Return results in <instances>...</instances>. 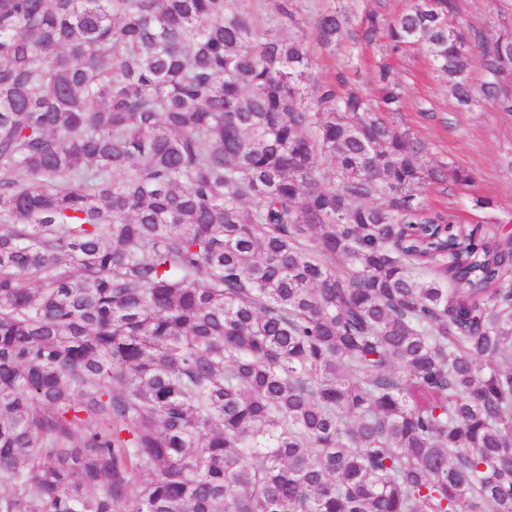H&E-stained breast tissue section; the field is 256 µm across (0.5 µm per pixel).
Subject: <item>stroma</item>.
<instances>
[{"mask_svg": "<svg viewBox=\"0 0 512 512\" xmlns=\"http://www.w3.org/2000/svg\"><path fill=\"white\" fill-rule=\"evenodd\" d=\"M304 25L325 8L348 13L360 22L368 12L385 19L407 10L412 0H297ZM457 20L467 28H512V0H458ZM314 72L322 77L344 73L351 89L366 100L377 97L378 63L389 61L402 84L404 104L394 124L422 148L427 165H448L468 172V185H428L421 196L430 208L454 212L460 223L481 226L488 235L512 232V112L476 99L459 111L448 81L435 72L424 51L391 57L384 38L372 42L344 40L333 48L311 44Z\"/></svg>", "mask_w": 512, "mask_h": 512, "instance_id": "stroma-1", "label": "stroma"}]
</instances>
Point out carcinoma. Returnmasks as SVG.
Returning a JSON list of instances; mask_svg holds the SVG:
<instances>
[{
	"mask_svg": "<svg viewBox=\"0 0 512 512\" xmlns=\"http://www.w3.org/2000/svg\"><path fill=\"white\" fill-rule=\"evenodd\" d=\"M293 2L0 0V512H512V238L420 200L473 177ZM456 11L358 37L512 112Z\"/></svg>",
	"mask_w": 512,
	"mask_h": 512,
	"instance_id": "carcinoma-1",
	"label": "carcinoma"
}]
</instances>
